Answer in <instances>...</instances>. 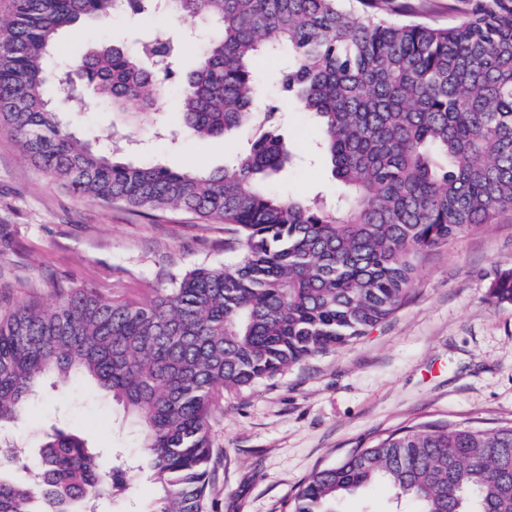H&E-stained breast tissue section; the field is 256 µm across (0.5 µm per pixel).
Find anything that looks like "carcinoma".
I'll use <instances>...</instances> for the list:
<instances>
[{
  "label": "carcinoma",
  "mask_w": 512,
  "mask_h": 512,
  "mask_svg": "<svg viewBox=\"0 0 512 512\" xmlns=\"http://www.w3.org/2000/svg\"><path fill=\"white\" fill-rule=\"evenodd\" d=\"M447 27L402 0H11L0 27V133L52 184L87 202L162 218L181 211L229 226L241 258L172 275L144 299L60 285L46 304H0V512H99L138 480L149 512H208L224 394L367 335L401 305L427 250L512 209V0H450ZM126 15L150 33L140 50L100 45L52 61L60 32ZM161 15L212 25L181 81L183 126L202 139L254 132L222 169L172 170L116 160L76 137L52 106L107 101L130 129L167 91L180 57ZM320 129L336 199L280 196L268 183L296 155L278 134L281 107L256 67ZM512 303V268L489 288ZM56 375L82 379L136 422L148 473L105 471L81 436H45L38 477L4 431L26 419ZM386 483L406 512H512V424L396 430L314 471L289 512H344Z\"/></svg>",
  "instance_id": "cac0c4a2"
}]
</instances>
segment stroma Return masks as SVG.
<instances>
[{
	"mask_svg": "<svg viewBox=\"0 0 512 512\" xmlns=\"http://www.w3.org/2000/svg\"><path fill=\"white\" fill-rule=\"evenodd\" d=\"M143 38L138 25L117 16L65 30L58 49L68 54L112 41L134 49ZM178 97L179 84L171 82L132 139L118 138L126 160L223 167L249 132L206 142L185 134L172 145L155 129L179 128ZM282 112L280 131L292 150L312 153L317 128L294 105ZM65 117L82 137L125 127L120 114L98 101ZM273 186L309 197L328 194L332 180L321 165L306 163L281 173ZM224 237L223 225L179 212L153 221L119 205L79 200L49 184L11 138L0 135L1 299L20 300L33 280L41 281L47 302L64 283L108 286L116 297L143 281L164 288L168 273L234 263ZM510 267L512 210H506L494 223L424 252L400 308L368 335L225 394L212 420L219 461L210 512H288L313 471L404 427L512 423V304L488 295L495 272ZM115 415L110 401L49 386L29 417L10 429V439L34 459L43 433L56 427L87 439L104 464L116 454L140 458L136 429L119 426Z\"/></svg>",
	"mask_w": 512,
	"mask_h": 512,
	"instance_id": "35a3bbf8",
	"label": "stroma"
}]
</instances>
